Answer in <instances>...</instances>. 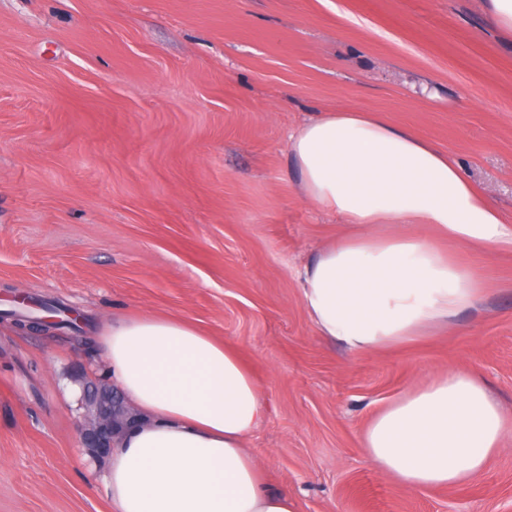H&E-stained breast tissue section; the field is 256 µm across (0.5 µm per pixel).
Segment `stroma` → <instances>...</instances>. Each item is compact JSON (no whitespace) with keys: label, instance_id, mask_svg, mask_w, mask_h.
Here are the masks:
<instances>
[{"label":"stroma","instance_id":"stroma-1","mask_svg":"<svg viewBox=\"0 0 512 512\" xmlns=\"http://www.w3.org/2000/svg\"><path fill=\"white\" fill-rule=\"evenodd\" d=\"M336 108L413 128L512 216V44L484 0H0V512H113L79 371L134 315L240 350L269 405L248 445L298 512H512V450L408 491L360 444L451 366L512 412V250L480 260L490 296L456 333L364 357L317 336L300 273L340 222L288 139ZM30 296L75 327L17 328Z\"/></svg>","mask_w":512,"mask_h":512}]
</instances>
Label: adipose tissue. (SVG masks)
Returning a JSON list of instances; mask_svg holds the SVG:
<instances>
[{
  "label": "adipose tissue",
  "instance_id": "adipose-tissue-1",
  "mask_svg": "<svg viewBox=\"0 0 512 512\" xmlns=\"http://www.w3.org/2000/svg\"><path fill=\"white\" fill-rule=\"evenodd\" d=\"M288 154L305 199L342 224L300 275L318 336L359 357L454 328L483 303L485 283L449 248L512 250V221L449 154L351 110L304 123ZM100 346L136 417L115 427L103 476L115 512H297L245 445L267 407L234 349L146 315L107 325ZM510 443L512 415L456 368L392 400L362 432L369 460L409 490L473 481Z\"/></svg>",
  "mask_w": 512,
  "mask_h": 512
}]
</instances>
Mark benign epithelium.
Here are the masks:
<instances>
[{
	"label": "benign epithelium",
	"mask_w": 512,
	"mask_h": 512,
	"mask_svg": "<svg viewBox=\"0 0 512 512\" xmlns=\"http://www.w3.org/2000/svg\"><path fill=\"white\" fill-rule=\"evenodd\" d=\"M78 432L81 444L99 459L112 451L113 424L129 420L130 411L121 394L96 376L85 378Z\"/></svg>",
	"instance_id": "1"
}]
</instances>
